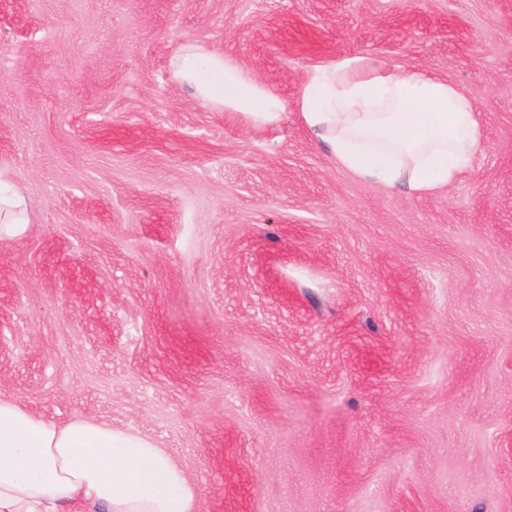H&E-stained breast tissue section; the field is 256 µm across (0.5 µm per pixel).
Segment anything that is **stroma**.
<instances>
[{"instance_id":"obj_1","label":"stroma","mask_w":512,"mask_h":512,"mask_svg":"<svg viewBox=\"0 0 512 512\" xmlns=\"http://www.w3.org/2000/svg\"><path fill=\"white\" fill-rule=\"evenodd\" d=\"M231 55L261 123L172 77ZM370 55L474 97L448 190L353 177L301 85ZM0 394L163 448L197 512H512V0H0ZM29 209L28 203L22 192L12 186L7 187L5 192H2V185L0 184V224L8 228L13 224H29Z\"/></svg>"}]
</instances>
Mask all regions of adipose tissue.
Masks as SVG:
<instances>
[{
  "mask_svg": "<svg viewBox=\"0 0 512 512\" xmlns=\"http://www.w3.org/2000/svg\"><path fill=\"white\" fill-rule=\"evenodd\" d=\"M174 77L201 100L263 122L284 109L221 53L181 49ZM297 104L337 165L414 195L452 188L482 150L470 95L367 55L316 69ZM198 498L166 452L141 436L80 416L48 421L0 396V512H196Z\"/></svg>",
  "mask_w": 512,
  "mask_h": 512,
  "instance_id": "adipose-tissue-1",
  "label": "adipose tissue"
}]
</instances>
